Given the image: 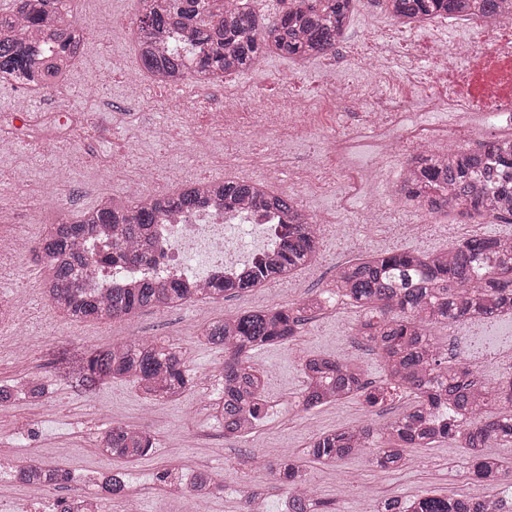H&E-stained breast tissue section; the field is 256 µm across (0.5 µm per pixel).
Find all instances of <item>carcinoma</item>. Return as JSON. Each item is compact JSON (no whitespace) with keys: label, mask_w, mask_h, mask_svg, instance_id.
<instances>
[{"label":"carcinoma","mask_w":512,"mask_h":512,"mask_svg":"<svg viewBox=\"0 0 512 512\" xmlns=\"http://www.w3.org/2000/svg\"><path fill=\"white\" fill-rule=\"evenodd\" d=\"M133 21L136 53L142 70L157 82L177 86L186 80L209 84L237 74L266 53L293 62L336 51L357 0H281L272 20L261 18L253 0H136ZM391 17L412 23L424 18L512 16V0H384ZM90 27L74 16L71 0H12L0 15V83H21L34 91L58 85L76 64ZM398 193L432 216L448 210L470 221H512V135L499 134L475 150H429L406 161ZM220 205L240 206L275 215L281 221L279 247L272 255L242 266L230 277L208 279L203 287L174 278L160 283L144 277L128 286L98 288L90 282L99 237L112 241L102 262L137 267L151 262L152 227L168 214L192 213ZM319 224L298 201L272 192L259 181H208L169 194L102 198L74 219L48 224L34 252L51 270L45 293L53 307L74 322L110 321L143 309L238 295L314 265ZM341 299L361 311L355 333L379 358L380 383L365 378L355 361L326 354L300 359L304 378L296 404L303 412L349 398L367 407L382 406L391 392L413 395L406 411L384 422L365 421L318 433L305 456L290 457L282 478L288 486L285 512H332L318 509L309 487L308 464L334 466L354 455H369L380 469L396 471L414 448L449 440L469 455L473 474L495 494L444 496L429 491L403 502L385 501L380 512H512L504 495L512 494V469L492 448L512 441V375L494 389L472 366L446 357L434 333L441 324L512 314V238L472 236L448 251H388L361 255L336 267L329 288L299 303L227 315L200 330L198 339L224 348L220 368L222 396L216 410L224 437L248 435L265 412L264 371L255 351L291 341L308 321ZM83 380L133 382L150 402L173 400L192 384L181 350L158 338L130 337L89 351L82 359ZM107 456L128 463L153 452L154 435L143 428L111 423L98 437ZM23 480L50 485L69 473L45 464L21 470ZM190 483L210 496V474L198 472ZM125 489L124 475L100 491L104 504Z\"/></svg>","instance_id":"cac0c4a2"}]
</instances>
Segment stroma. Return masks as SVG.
Masks as SVG:
<instances>
[{
	"label": "stroma",
	"instance_id": "1",
	"mask_svg": "<svg viewBox=\"0 0 512 512\" xmlns=\"http://www.w3.org/2000/svg\"><path fill=\"white\" fill-rule=\"evenodd\" d=\"M77 19L104 21L106 28L89 40L68 83L46 91L20 84L0 83V137L15 138L12 151L0 157V176L16 175L15 188L0 191V210L8 220L29 227L38 239L43 225L60 215H77L95 206L105 195L121 196L130 183L144 180L152 194L175 189L173 177L189 170L195 177L216 174L214 162L225 151L224 115L227 90L222 83L198 87L188 83L173 89L154 87L146 97L131 96L126 74L138 69L129 36L135 0H74ZM392 30L405 45L392 77H384L375 61L359 62L370 41ZM463 21L438 19L434 24H395L372 0H358L336 51L328 56L295 63L269 53L250 69L239 73L238 92L248 98L249 111L240 113L241 135H248L263 102L292 101L299 111L287 116L271 145L280 153L270 170L240 172L243 180L261 179L289 188L294 177L302 205L316 217L332 218L319 246L316 264L279 283L228 298L203 299L174 308L140 311L108 322H72L51 305L42 312L51 327L36 338L32 348L0 353V384L24 378L44 379L48 394L37 401L24 398L0 407V495L12 512H31L25 489L12 467L22 450L11 447L9 436L18 419L31 421L26 446L38 449L43 461L60 465L74 475L111 472L115 462L90 450L93 435L107 421L123 422L151 430L158 446L154 452L124 465L127 486L139 495L142 512H194L187 500L166 498L157 476L176 466L186 472L205 470L219 484L208 501L207 512H243L248 493H259L266 512H284L286 489L273 475L281 458L303 455L317 433L351 426L372 417L380 421L404 412L411 395L401 392L384 406L369 408L359 399H347L309 413L300 411L295 399L303 385L299 359L316 352L359 361L369 380L382 377L376 355L358 342L354 329L361 313L347 304L318 315L299 336L283 345L264 347L254 361L267 372L266 414L254 434L229 441L215 418L212 404L222 388L217 369L224 351L197 341L199 326L229 313L297 303L327 288L337 264L376 251L443 250L475 235H512L511 224H473L449 212L433 218L424 233L385 222L362 228L351 238L350 226L360 220L358 201L346 200L344 178L332 187L306 180L314 163L329 158V142L368 123L370 108L384 104L398 112L414 111L421 94L443 95L448 79L431 73L428 57L434 41L455 43L470 38ZM359 92V99L340 100L341 89ZM65 115L66 129L77 158L69 167L52 172L35 143ZM316 123V133L298 136L293 127L302 115ZM165 131L164 138L153 128ZM449 354L477 368L488 387L497 386L512 372V315L494 320H464L436 329ZM152 336L181 347L194 386L178 400L149 403L130 381L115 380L87 386L78 372L87 351L112 344L126 336ZM267 450L265 466L246 459L253 445ZM309 479L319 498L335 501L338 512H368L375 501L396 497L410 500L430 490L445 495L481 497L488 489L468 473L464 452L443 441L431 448L412 450L408 464L397 472L373 467L368 456H354L328 467L310 465ZM362 478L359 486L345 488V473Z\"/></svg>",
	"mask_w": 512,
	"mask_h": 512
}]
</instances>
